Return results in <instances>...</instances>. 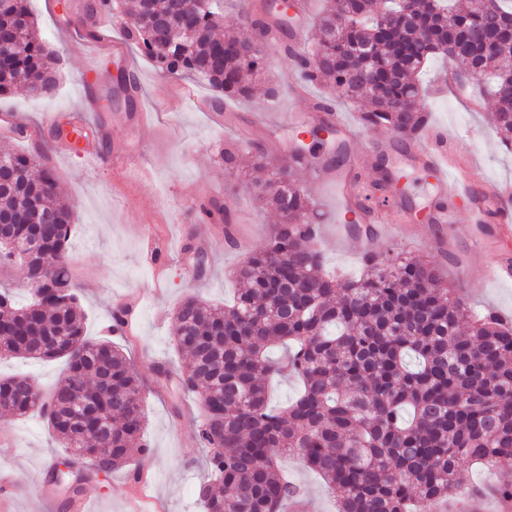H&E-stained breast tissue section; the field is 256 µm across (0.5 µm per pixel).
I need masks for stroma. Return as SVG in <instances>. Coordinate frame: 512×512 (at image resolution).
<instances>
[{
  "label": "stroma",
  "instance_id": "stroma-1",
  "mask_svg": "<svg viewBox=\"0 0 512 512\" xmlns=\"http://www.w3.org/2000/svg\"><path fill=\"white\" fill-rule=\"evenodd\" d=\"M29 8L60 58L59 90L51 98L16 90L0 97V113H14L31 125L60 115L100 131L95 146L103 162L97 166L85 165L68 140L51 136L37 146L74 207L68 257L72 278L80 287L85 331L92 339L104 337L113 313L126 306L129 297H137L133 332L117 338L116 343L132 359L145 384L142 410L149 451L134 455L128 468L149 474L150 512H204L196 495L206 475L205 452L197 441L203 412L197 397L190 394L183 416L172 418L168 405L175 390L158 380L155 365L178 358L169 339L176 305L190 295L211 303L231 299L235 283L230 272L245 255L265 244L278 222L274 212L255 201L245 178L225 173V145L248 142L270 157H286L287 146L267 135L255 119L256 109L266 105L274 112H297L322 99L325 92L310 84L304 96H294L285 83L291 70L288 57L273 55L268 75L284 83L278 99L270 102L258 93L232 101L236 117L226 126L190 104L193 96L209 99L203 82L159 72L150 58L127 41L119 20L109 16L105 23L111 38L121 44L123 57L106 53L93 57L81 42L67 38L60 0H30ZM121 65L140 72V104L128 103L116 91L115 77ZM446 69V63L439 60L430 64L433 84L429 94L421 97V106L433 124L459 131V151L483 178L512 183V146L501 143L491 124L492 104H485L480 112L470 110L449 89ZM142 107L148 112V122L145 130L137 132L133 115ZM116 151L126 154V164L113 166ZM229 197L235 201L230 214L237 238L233 244L225 241L219 225L202 219L199 212L200 203H221ZM448 206L458 218L451 237L436 234L431 225L413 224L371 245L348 246L337 242L336 227L327 214L322 218V236L314 245L323 253L328 270L348 276L360 269L368 250L379 254L396 248L428 257L448 283L462 288L472 305L512 318V281L491 279L486 272L487 255L473 249L475 238L486 235V228L475 224L468 202L453 199ZM210 234L216 235L217 242L204 256L203 272L187 279L179 243L199 246ZM147 235L167 256L163 270H155L143 253L142 239ZM64 370L61 360H0V377L28 376L46 394L62 379ZM61 450V443L39 414L19 419L0 416V470L25 477L40 474ZM126 470H115L105 481L93 472H82L78 486L91 512H129L134 485ZM502 478V473L490 467L465 469L464 490L483 491L471 500L467 512H498L491 490Z\"/></svg>",
  "mask_w": 512,
  "mask_h": 512
}]
</instances>
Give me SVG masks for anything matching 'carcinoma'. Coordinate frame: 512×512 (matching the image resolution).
I'll use <instances>...</instances> for the list:
<instances>
[{"mask_svg":"<svg viewBox=\"0 0 512 512\" xmlns=\"http://www.w3.org/2000/svg\"><path fill=\"white\" fill-rule=\"evenodd\" d=\"M28 0L0 10V37L18 36L17 51L0 59V96L26 84L52 97L57 58L41 36ZM122 20L126 37L156 68L197 78L217 99L249 94L247 78L267 72L271 47L258 31L224 33L218 0L191 8L195 34L174 44L160 33L169 0H95ZM26 25L15 28L16 17ZM319 38L303 54V78L330 86L359 113L366 130L383 127L399 139L427 121L418 105L426 63L447 58L438 40L486 33L490 52L472 51L479 85L494 105L493 124L512 145V0H329ZM254 192L279 216L265 246L249 253L236 278L233 303L216 306L188 296L174 310L171 341L182 358L178 385L210 395L197 429L208 474L198 487L205 512H306L302 488L281 461L300 456L333 495L336 512H432L460 497L461 469L488 463L512 472V326L495 313L471 311L427 260L389 249L367 256L353 279L324 271L310 226L322 215L295 177L289 158L272 163ZM13 180L0 189V214L19 219L14 243L30 281L18 305L0 288V357L63 359L66 373L45 397L28 378H0V410L13 417L39 411L63 447L83 455L107 449L105 474L135 451L146 453L143 383L133 363L109 339L85 336L79 288L66 250L72 211L52 171L40 159L0 147ZM201 216L229 224L208 201ZM50 212L54 223H41ZM289 346L272 359L269 349ZM291 375L302 385L286 407H268L267 381Z\"/></svg>","mask_w":512,"mask_h":512,"instance_id":"obj_1","label":"carcinoma"}]
</instances>
